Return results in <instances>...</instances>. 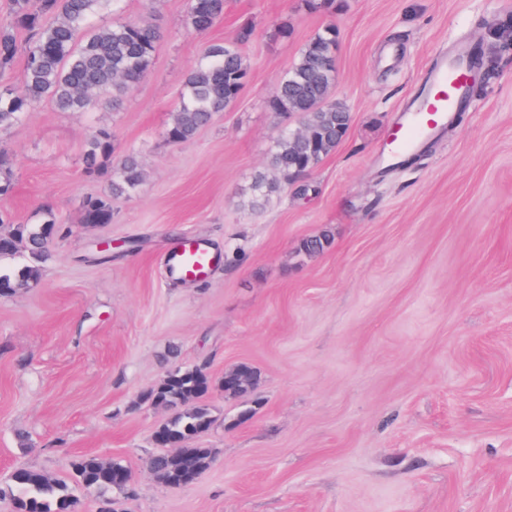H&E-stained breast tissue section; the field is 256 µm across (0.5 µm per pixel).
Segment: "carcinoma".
Returning a JSON list of instances; mask_svg holds the SVG:
<instances>
[{"label":"carcinoma","instance_id":"carcinoma-1","mask_svg":"<svg viewBox=\"0 0 512 512\" xmlns=\"http://www.w3.org/2000/svg\"><path fill=\"white\" fill-rule=\"evenodd\" d=\"M105 0H12L11 21L0 26V74L11 70L23 57L24 93H0V131L17 125L23 115L43 100L61 112L89 109L101 98L117 99L143 79L151 66L160 31L150 23L119 19L112 25L93 28L90 15ZM225 0H189L186 29L202 33L224 16ZM254 27L240 26L234 40L211 44L202 60L187 74L183 99L166 130L172 144L192 139L215 116L238 100L241 78L250 67L241 45L250 41ZM336 29L328 26L309 39L297 59L279 80L268 100L274 112L298 119L309 137L299 139L287 129L276 140L269 168L288 181L314 169L335 152L348 130L350 114L341 103L330 100L336 82ZM112 132L96 130L84 153L85 173L110 176L111 195L83 201L82 223H112L111 197L129 195L141 184L136 156L129 153L114 172L109 164L114 150ZM281 183L264 172L254 176L249 203L256 207L280 189ZM14 184L9 159L0 153V197L12 193ZM58 233L50 209L38 224H5L0 218V261L23 258L11 268H0V295L26 289L35 283L51 258V243ZM330 236L322 233L303 241L301 250L311 256L327 247ZM255 376L252 368L228 372L233 384L224 389L237 396L251 390L243 375ZM213 382L202 367L176 366L152 386L145 401L178 409L153 434L158 451L147 456L144 467L159 482L180 488L200 476L212 462L209 448L190 446L214 423L200 398ZM75 483L101 496L100 512H116L112 491H126L130 471L121 462L82 455L71 463ZM21 495L13 499V512H79V499L61 481L40 470L19 468L11 476Z\"/></svg>","mask_w":512,"mask_h":512}]
</instances>
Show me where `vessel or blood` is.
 Returning a JSON list of instances; mask_svg holds the SVG:
<instances>
[{"label": "vessel or blood", "mask_w": 512, "mask_h": 512, "mask_svg": "<svg viewBox=\"0 0 512 512\" xmlns=\"http://www.w3.org/2000/svg\"><path fill=\"white\" fill-rule=\"evenodd\" d=\"M469 86L464 52L438 58L402 110V122L388 139L387 162L396 163L403 154L418 149L432 132L444 128L466 99ZM213 261L211 252L192 238L182 240L168 259L171 269L187 279L204 275Z\"/></svg>", "instance_id": "obj_1"}]
</instances>
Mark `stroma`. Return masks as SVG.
Returning <instances> with one entry per match:
<instances>
[{
  "instance_id": "35a3bbf8",
  "label": "stroma",
  "mask_w": 512,
  "mask_h": 512,
  "mask_svg": "<svg viewBox=\"0 0 512 512\" xmlns=\"http://www.w3.org/2000/svg\"><path fill=\"white\" fill-rule=\"evenodd\" d=\"M114 18L159 26L147 76L83 112L42 102L0 133L14 223L51 208L62 227L30 288L0 297V512L31 467L72 483L91 454L131 473L125 512H512V0H227L210 31L185 29L187 0H121ZM289 21L290 37L278 25ZM252 23L251 79L187 143L165 131L205 48ZM338 33L332 96L348 109L336 151L248 204L286 122L268 99L305 42ZM479 45L492 67L460 123L420 160L385 171L381 149L433 61ZM113 161L135 153L139 189L111 223L81 206L109 190L84 170L91 130ZM329 233L321 253L302 242ZM220 260L172 276L185 237ZM246 394L212 388L215 422L195 439L209 468L171 489L144 471L171 412L142 395L173 366L213 380L239 365Z\"/></svg>"
}]
</instances>
